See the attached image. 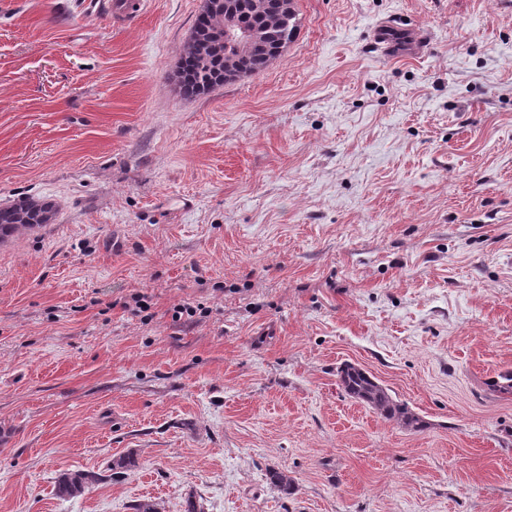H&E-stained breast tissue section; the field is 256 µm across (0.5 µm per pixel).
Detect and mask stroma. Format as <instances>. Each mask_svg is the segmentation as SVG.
I'll return each mask as SVG.
<instances>
[{
    "label": "stroma",
    "instance_id": "obj_1",
    "mask_svg": "<svg viewBox=\"0 0 512 512\" xmlns=\"http://www.w3.org/2000/svg\"><path fill=\"white\" fill-rule=\"evenodd\" d=\"M295 6L187 97L203 0H0V207L54 206L0 242V512H512V0ZM338 377L340 385L350 397L378 411L385 419L395 422L399 427L419 431L426 426V422L407 404L394 398L387 388L362 368L345 364L339 369ZM95 479L85 473H63L57 480L55 486L56 494L59 497H78L90 491Z\"/></svg>",
    "mask_w": 512,
    "mask_h": 512
}]
</instances>
